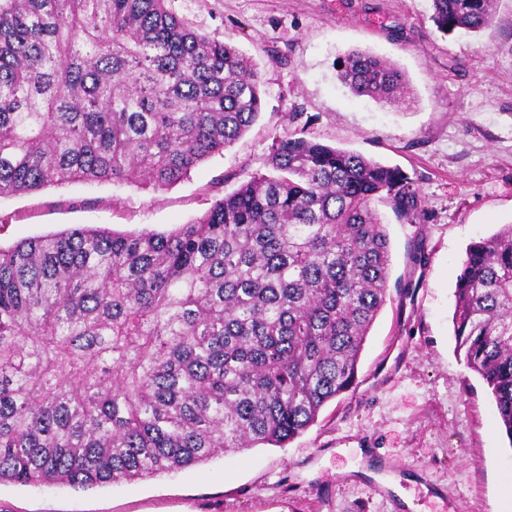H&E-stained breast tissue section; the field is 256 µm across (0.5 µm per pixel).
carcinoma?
Masks as SVG:
<instances>
[{"label": "carcinoma", "instance_id": "1", "mask_svg": "<svg viewBox=\"0 0 512 512\" xmlns=\"http://www.w3.org/2000/svg\"><path fill=\"white\" fill-rule=\"evenodd\" d=\"M497 0H432L478 33ZM337 79L397 106L368 52ZM263 108L257 64L171 0H0V197L165 190ZM428 215L397 167L286 131L259 172L170 232L82 227L0 247V484H104L281 447L350 391L387 301L389 237ZM457 350L512 444V224L459 262Z\"/></svg>", "mask_w": 512, "mask_h": 512}]
</instances>
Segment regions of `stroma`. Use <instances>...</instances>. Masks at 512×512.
Listing matches in <instances>:
<instances>
[{
  "label": "stroma",
  "instance_id": "35a3bbf8",
  "mask_svg": "<svg viewBox=\"0 0 512 512\" xmlns=\"http://www.w3.org/2000/svg\"><path fill=\"white\" fill-rule=\"evenodd\" d=\"M258 65L265 107L223 154L165 191L71 184L0 199V246L84 226L167 232L263 170L274 136L306 137L399 167L429 220L384 210L390 297L354 391L285 447L88 490L0 485V512H512V443L487 385L456 350L466 246L512 224V0L495 23L447 34L432 0H173ZM352 51L395 63L410 101L384 106L336 77ZM298 113L290 121V113Z\"/></svg>",
  "mask_w": 512,
  "mask_h": 512
}]
</instances>
